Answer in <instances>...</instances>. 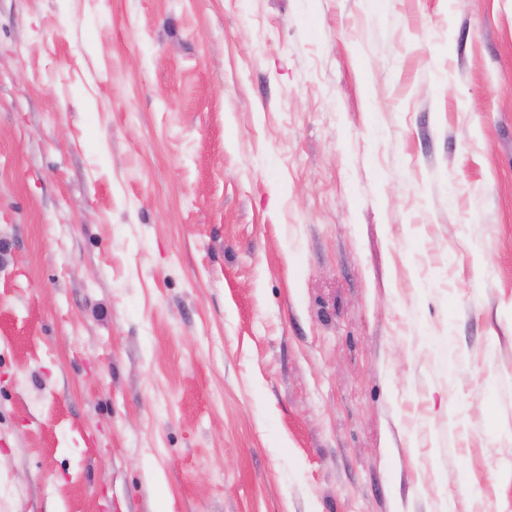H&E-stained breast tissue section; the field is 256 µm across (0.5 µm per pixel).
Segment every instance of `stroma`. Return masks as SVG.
Returning <instances> with one entry per match:
<instances>
[{"label": "stroma", "instance_id": "1", "mask_svg": "<svg viewBox=\"0 0 512 512\" xmlns=\"http://www.w3.org/2000/svg\"><path fill=\"white\" fill-rule=\"evenodd\" d=\"M512 0H0V512H512Z\"/></svg>", "mask_w": 512, "mask_h": 512}]
</instances>
